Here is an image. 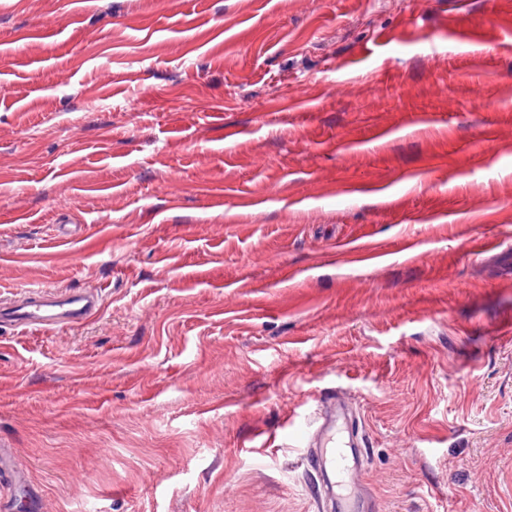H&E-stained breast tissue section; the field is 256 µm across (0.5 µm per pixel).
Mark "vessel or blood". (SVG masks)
Returning a JSON list of instances; mask_svg holds the SVG:
<instances>
[{"mask_svg": "<svg viewBox=\"0 0 512 512\" xmlns=\"http://www.w3.org/2000/svg\"><path fill=\"white\" fill-rule=\"evenodd\" d=\"M99 310L93 287L63 294L36 290L0 309V323L55 327L86 322ZM295 432L306 441V460L319 479L317 512H384L366 479L368 450L359 421L342 392L320 396L315 420Z\"/></svg>", "mask_w": 512, "mask_h": 512, "instance_id": "obj_1", "label": "vessel or blood"}]
</instances>
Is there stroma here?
Instances as JSON below:
<instances>
[{"label":"stroma","mask_w":512,"mask_h":512,"mask_svg":"<svg viewBox=\"0 0 512 512\" xmlns=\"http://www.w3.org/2000/svg\"><path fill=\"white\" fill-rule=\"evenodd\" d=\"M366 243L379 256L351 258ZM0 446L27 512H512V0H0ZM97 287L73 289L64 294L36 290L0 309V326L55 327L84 323L101 309ZM316 415L294 432L306 441V460L318 475L317 511L383 512L366 479L368 449L347 397L338 390L320 396Z\"/></svg>","instance_id":"35a3bbf8"}]
</instances>
